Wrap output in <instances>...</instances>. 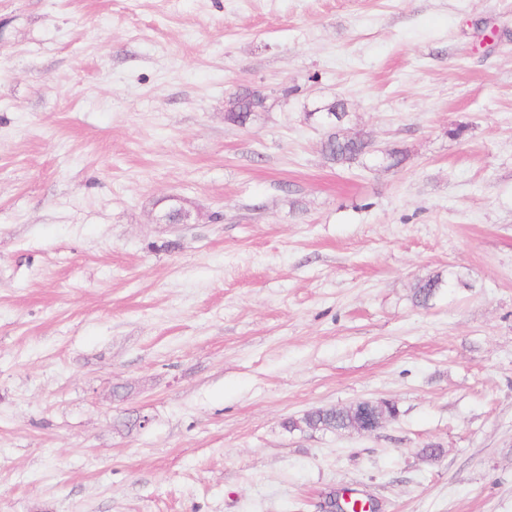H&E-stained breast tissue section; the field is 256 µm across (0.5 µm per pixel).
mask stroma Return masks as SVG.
<instances>
[{"mask_svg": "<svg viewBox=\"0 0 512 512\" xmlns=\"http://www.w3.org/2000/svg\"><path fill=\"white\" fill-rule=\"evenodd\" d=\"M364 399L397 417L284 427ZM342 489L512 512V0H0V512ZM266 99H257L256 96L248 91H242L238 96L227 99L226 121L237 125L244 126L248 122H252L259 112L267 111ZM321 151L332 164L339 166H350L370 154L366 150L364 137L356 134L346 138L339 130L322 142ZM443 282L442 278L438 275L421 279L413 294L415 303L418 306H427L439 288H442Z\"/></svg>", "mask_w": 512, "mask_h": 512, "instance_id": "stroma-1", "label": "stroma"}]
</instances>
